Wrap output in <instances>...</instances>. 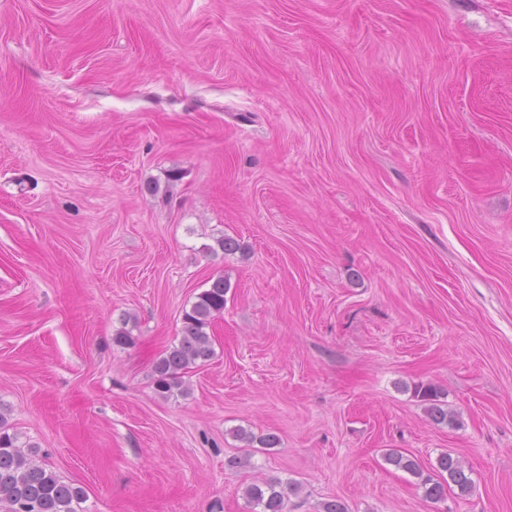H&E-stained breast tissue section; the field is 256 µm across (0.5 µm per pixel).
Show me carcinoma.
<instances>
[{
    "instance_id": "1",
    "label": "carcinoma",
    "mask_w": 512,
    "mask_h": 512,
    "mask_svg": "<svg viewBox=\"0 0 512 512\" xmlns=\"http://www.w3.org/2000/svg\"><path fill=\"white\" fill-rule=\"evenodd\" d=\"M228 290V282L220 276L184 311L180 340L153 364V386L160 397L186 393L183 374L191 366L204 364L214 356L208 330L223 315ZM415 394L428 403L427 413L435 423H455V416L443 408L439 388L421 384L415 388ZM18 441V434L10 431L5 414L0 412V512H85L83 488L64 482L54 471L36 462L37 448L30 447L26 454ZM385 460L420 479L424 497L433 502L446 499L452 484L462 495L472 488L461 462L448 453L438 458L433 476L423 474L415 459L396 449L386 453ZM288 490L293 492L296 486L266 479L248 486L245 495L248 504L260 508V512H285Z\"/></svg>"
}]
</instances>
